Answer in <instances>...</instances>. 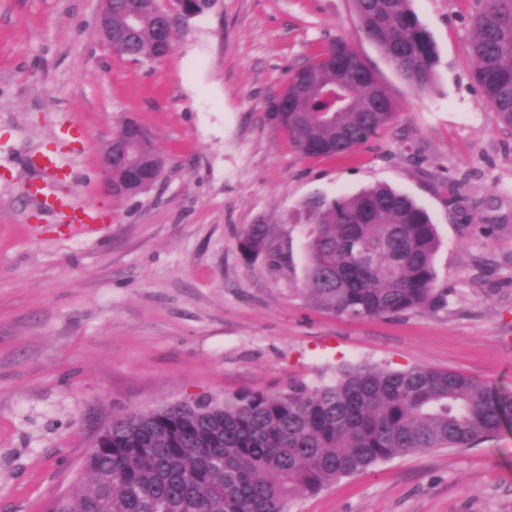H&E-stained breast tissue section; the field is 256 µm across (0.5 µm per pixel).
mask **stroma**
Returning <instances> with one entry per match:
<instances>
[{"label":"stroma","mask_w":512,"mask_h":512,"mask_svg":"<svg viewBox=\"0 0 512 512\" xmlns=\"http://www.w3.org/2000/svg\"><path fill=\"white\" fill-rule=\"evenodd\" d=\"M411 7L438 55L421 95L360 34L354 0H221L142 63L101 41L100 0H0V512H42L100 425L132 409L329 384L345 363L512 389V131L474 75L482 4ZM339 38L396 117L345 155L306 157L269 103ZM129 117L166 166L120 198L101 155ZM378 184L436 225L444 306L350 319L305 292L302 202ZM250 224L270 225L289 268L244 260ZM287 510L512 512V430L377 463Z\"/></svg>","instance_id":"obj_1"}]
</instances>
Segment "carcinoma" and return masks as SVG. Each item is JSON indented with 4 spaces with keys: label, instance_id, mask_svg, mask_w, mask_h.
<instances>
[{
    "label": "carcinoma",
    "instance_id": "cac0c4a2",
    "mask_svg": "<svg viewBox=\"0 0 512 512\" xmlns=\"http://www.w3.org/2000/svg\"><path fill=\"white\" fill-rule=\"evenodd\" d=\"M189 14L211 0H175ZM125 30L127 6L112 0L118 51L158 56L157 13ZM361 34L379 46L415 93L430 87L438 56L410 0H355ZM475 79L497 123L512 130V0H485L470 41ZM307 157L345 154L394 119L386 87L363 58L336 39L292 72L269 106ZM305 291L337 315L370 318L445 303L435 288L441 246L428 214L409 196L374 186L353 196H314ZM242 253L288 266L268 224H251ZM512 423V390L450 369L392 371L367 363L336 381L278 394L131 411L112 419V437L91 447L81 477L45 512H286L288 502L372 465L410 453L464 450Z\"/></svg>",
    "mask_w": 512,
    "mask_h": 512
}]
</instances>
